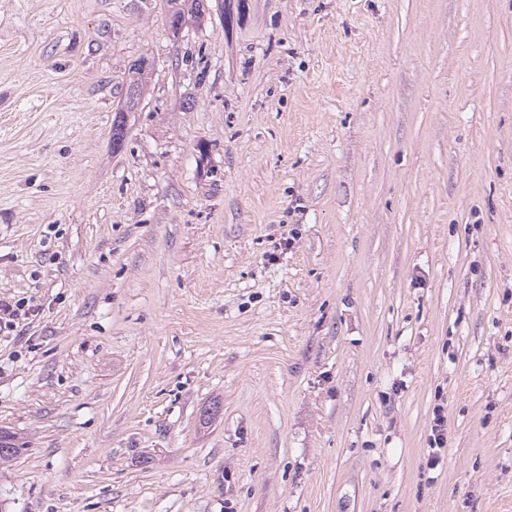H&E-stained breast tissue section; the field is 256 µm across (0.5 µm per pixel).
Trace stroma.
Wrapping results in <instances>:
<instances>
[{
  "label": "stroma",
  "mask_w": 512,
  "mask_h": 512,
  "mask_svg": "<svg viewBox=\"0 0 512 512\" xmlns=\"http://www.w3.org/2000/svg\"><path fill=\"white\" fill-rule=\"evenodd\" d=\"M205 8L0 0V512H512V0ZM164 8L168 29L173 37H178L186 22V16L201 17L204 12V0H165ZM143 59H145V57L139 58L136 61L137 63L133 64L130 68L132 69V79L129 81L126 88L125 108L119 112L118 118H115L112 122V145L115 148L121 147L127 137L128 129L126 128L124 112L137 111L142 101L145 99L148 90V75L152 68L151 66L144 67V65L141 64ZM24 304L20 301H11L7 299H0V332L2 329H9L16 326V322L21 320L22 317L31 315L30 309L24 308ZM26 319L28 317H25ZM446 419L444 414V407L437 405L433 411V419L429 435V448L427 464L430 468H437L442 461V449L446 447ZM24 448L14 433L0 428V466L16 459Z\"/></svg>",
  "instance_id": "obj_1"
}]
</instances>
